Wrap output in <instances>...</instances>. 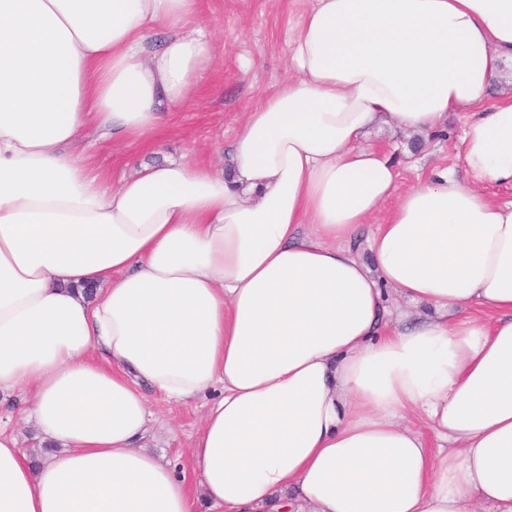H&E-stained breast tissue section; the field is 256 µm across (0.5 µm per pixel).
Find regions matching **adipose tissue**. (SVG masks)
<instances>
[{"instance_id": "ef3b65f1", "label": "adipose tissue", "mask_w": 512, "mask_h": 512, "mask_svg": "<svg viewBox=\"0 0 512 512\" xmlns=\"http://www.w3.org/2000/svg\"><path fill=\"white\" fill-rule=\"evenodd\" d=\"M215 52L200 0H0V394L49 445L0 425V512H512V0H316L223 168L111 184L89 148L153 135ZM452 112L463 172L396 193L368 131ZM148 388L205 403L194 482Z\"/></svg>"}]
</instances>
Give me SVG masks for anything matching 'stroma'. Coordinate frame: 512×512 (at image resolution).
Instances as JSON below:
<instances>
[{
  "instance_id": "obj_1",
  "label": "stroma",
  "mask_w": 512,
  "mask_h": 512,
  "mask_svg": "<svg viewBox=\"0 0 512 512\" xmlns=\"http://www.w3.org/2000/svg\"><path fill=\"white\" fill-rule=\"evenodd\" d=\"M313 4L314 0H202V13L214 28L217 56L193 101L149 140L132 146L97 143L95 166L114 181L125 173L130 158L149 164L184 157L203 166H223L244 112L287 77L285 44ZM466 120V113H450L444 131L422 140L409 156L403 147L410 144V137L386 126L372 129L367 142L393 156L399 171L397 188L403 191L424 179L433 165L460 167ZM148 400L156 415L149 450L186 464L204 402L173 405L153 394ZM23 407L22 394L0 398V422L16 434L23 451L33 453L40 440L33 423L24 419Z\"/></svg>"
}]
</instances>
